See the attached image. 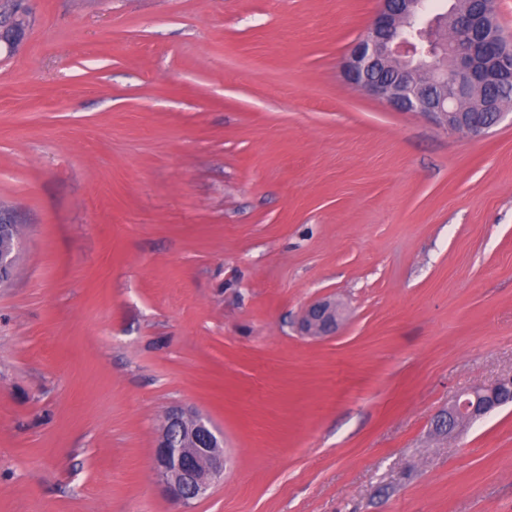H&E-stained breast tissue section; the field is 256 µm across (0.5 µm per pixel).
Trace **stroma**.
I'll return each mask as SVG.
<instances>
[{
	"label": "stroma",
	"mask_w": 512,
	"mask_h": 512,
	"mask_svg": "<svg viewBox=\"0 0 512 512\" xmlns=\"http://www.w3.org/2000/svg\"><path fill=\"white\" fill-rule=\"evenodd\" d=\"M0 50V512H512V122L343 76L379 0H29ZM338 332L301 336L312 301ZM224 436L207 498L166 411ZM18 222L12 211L0 207V241L1 239L14 237L12 245L4 249L0 244V284L6 282L12 274L17 260V243L19 241L18 235H15L14 230ZM15 235V236H14ZM512 402V377L499 380L492 386L474 387L462 392L448 404L440 419L448 423L451 433L459 430L491 411ZM224 439L198 412L172 407L164 416L153 469L166 494L188 504L207 497L224 479Z\"/></svg>",
	"instance_id": "1"
}]
</instances>
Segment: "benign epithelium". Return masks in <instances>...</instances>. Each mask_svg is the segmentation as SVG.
<instances>
[{"label": "benign epithelium", "instance_id": "obj_1", "mask_svg": "<svg viewBox=\"0 0 512 512\" xmlns=\"http://www.w3.org/2000/svg\"><path fill=\"white\" fill-rule=\"evenodd\" d=\"M381 8L367 33L356 41L343 63L346 80L402 112H418L454 132L480 137L506 115L512 98L502 76L512 74V44L505 41L496 21V0H460L439 21L425 20L421 0H380ZM429 46L438 63L412 65L420 43ZM396 74L392 79L379 70ZM14 213L0 207V284L12 274L19 237L14 235ZM341 312L336 302L323 298L306 307L299 323L301 335L323 339L336 333ZM512 402V377L492 386L474 387L448 404L441 418L454 432ZM228 459L224 439L201 414L175 406L167 411L153 456V469L164 491L174 501L188 504L207 497L224 479Z\"/></svg>", "mask_w": 512, "mask_h": 512}]
</instances>
